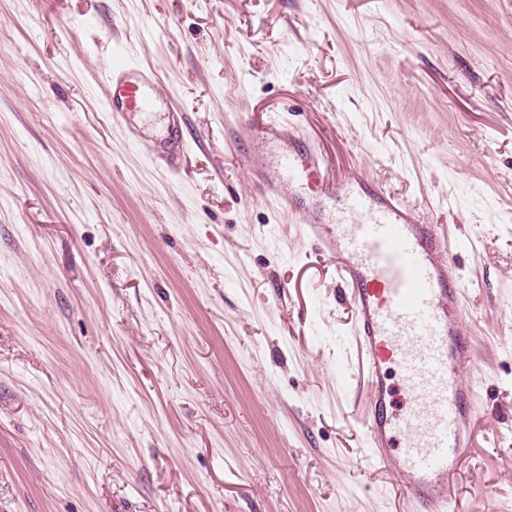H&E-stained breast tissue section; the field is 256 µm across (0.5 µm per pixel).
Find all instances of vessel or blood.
<instances>
[{
  "mask_svg": "<svg viewBox=\"0 0 512 512\" xmlns=\"http://www.w3.org/2000/svg\"><path fill=\"white\" fill-rule=\"evenodd\" d=\"M107 97L112 115L141 112L153 104V83L142 66L120 61L107 79ZM278 163L295 181L325 182L329 169L310 150L288 151ZM302 234L342 260L352 282L372 459L396 470L421 512H449V486L475 432L474 392L463 380L474 354L458 318L465 296L454 266L440 257V238L390 193L375 202L350 189L340 220L306 217ZM395 371L409 392L411 409L403 415L391 404L388 376Z\"/></svg>",
  "mask_w": 512,
  "mask_h": 512,
  "instance_id": "1",
  "label": "vessel or blood"
}]
</instances>
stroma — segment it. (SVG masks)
I'll list each match as a JSON object with an SVG mask.
<instances>
[{
    "instance_id": "1",
    "label": "stroma",
    "mask_w": 512,
    "mask_h": 512,
    "mask_svg": "<svg viewBox=\"0 0 512 512\" xmlns=\"http://www.w3.org/2000/svg\"><path fill=\"white\" fill-rule=\"evenodd\" d=\"M119 57L152 111L109 117ZM293 136L446 241L453 512H512V0H0V512H414L346 275L262 191Z\"/></svg>"
}]
</instances>
